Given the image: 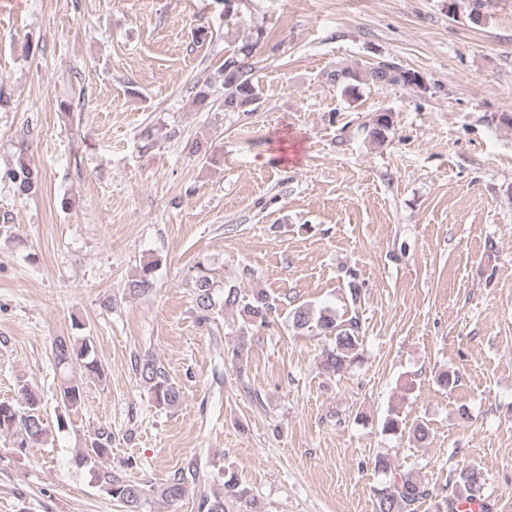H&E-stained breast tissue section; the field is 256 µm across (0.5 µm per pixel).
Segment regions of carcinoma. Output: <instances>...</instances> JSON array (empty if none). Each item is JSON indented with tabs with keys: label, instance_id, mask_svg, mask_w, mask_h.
<instances>
[{
	"label": "carcinoma",
	"instance_id": "1",
	"mask_svg": "<svg viewBox=\"0 0 512 512\" xmlns=\"http://www.w3.org/2000/svg\"><path fill=\"white\" fill-rule=\"evenodd\" d=\"M256 44L246 43L233 49L224 56L215 82L222 88L221 107L225 112H247L259 102V86L255 81L256 62L253 59ZM327 79L344 89L354 88L356 83H365L380 89L395 85L423 86L420 76L404 69L390 60L379 61L364 71L333 69L327 73ZM392 126V117L386 112L374 116L368 126V135L382 142ZM9 178L20 196L31 194L38 186L40 175L24 159H19ZM155 264L149 262L141 267L129 288L135 292H146L153 288ZM194 301L201 318L206 320L215 309L237 311L243 329L239 334L236 355L244 352L248 326H265L271 315L277 311L274 300L266 290L254 288L244 294L240 288L224 286V300L217 302L214 297L213 281L205 268L197 269L193 278ZM288 319L297 330L316 331L332 337V347L325 350L321 362L322 369L339 374L351 367L359 359V333L361 330L358 311L343 318L329 308L316 310L309 304H299L288 312ZM51 355L56 367L61 370L59 384L60 407L64 413L57 416V425L66 423V414L78 410L84 398L83 375L104 376V368L95 354L91 340L87 336L59 334L51 340ZM135 371L146 387L156 407L174 409L181 404L182 394L179 387L167 375L164 367L156 359L146 354L135 359ZM25 408L15 403L0 401V437L6 436L19 440V446H35L48 435L49 426L40 409V400L32 391L24 394ZM382 433L397 436L405 431L399 413L390 410L381 420ZM85 447L87 452L78 456V462L90 459L97 463L96 479L101 490L123 504L125 512H142L150 498H158L173 503L183 498L187 491V482L183 474H178L160 486L135 482L127 478L122 470L112 468L109 463L112 448V429L100 426L88 436ZM374 466L389 477V480L374 490L375 512H418L422 502L433 498V491L410 473L397 471V467L388 455L376 457ZM483 478L479 469L465 468L455 475L452 494L438 499L434 503L435 512H458L462 501L483 500ZM239 503L247 510L252 509L253 496L250 489L230 473L224 475L222 492L212 496L200 497L198 512H228L227 502Z\"/></svg>",
	"mask_w": 512,
	"mask_h": 512
}]
</instances>
